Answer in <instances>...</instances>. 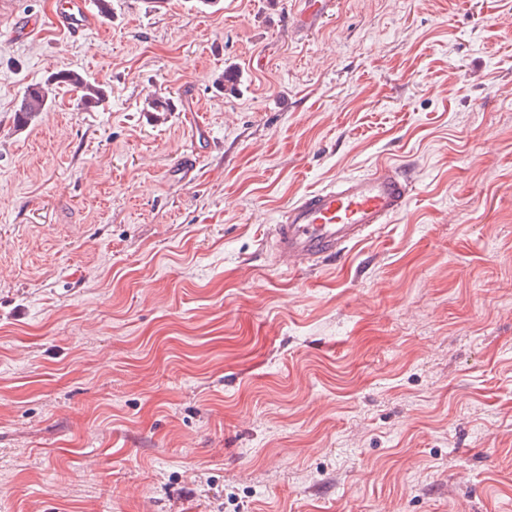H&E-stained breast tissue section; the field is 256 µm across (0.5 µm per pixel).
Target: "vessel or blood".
Instances as JSON below:
<instances>
[{
  "label": "vessel or blood",
  "instance_id": "obj_1",
  "mask_svg": "<svg viewBox=\"0 0 512 512\" xmlns=\"http://www.w3.org/2000/svg\"><path fill=\"white\" fill-rule=\"evenodd\" d=\"M84 0H59L57 22L69 37L84 36L91 28ZM191 148L171 167L173 175L191 179L199 154L211 149L213 139L204 124H193ZM408 177L390 165L372 172L338 179L336 184L303 194L291 203L282 224L272 233V247L288 269L317 258L333 257L367 230L388 223L408 202Z\"/></svg>",
  "mask_w": 512,
  "mask_h": 512
}]
</instances>
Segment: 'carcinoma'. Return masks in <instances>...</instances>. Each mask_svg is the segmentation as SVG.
I'll return each mask as SVG.
<instances>
[{
	"mask_svg": "<svg viewBox=\"0 0 512 512\" xmlns=\"http://www.w3.org/2000/svg\"><path fill=\"white\" fill-rule=\"evenodd\" d=\"M62 84L77 91L81 104L87 108L95 107L104 100L105 91L101 85L89 81L78 71H68L29 87L16 109L17 122L25 125L44 111L55 98V89Z\"/></svg>",
	"mask_w": 512,
	"mask_h": 512,
	"instance_id": "1",
	"label": "carcinoma"
}]
</instances>
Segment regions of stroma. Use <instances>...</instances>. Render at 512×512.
<instances>
[{"label": "stroma", "mask_w": 512, "mask_h": 512, "mask_svg": "<svg viewBox=\"0 0 512 512\" xmlns=\"http://www.w3.org/2000/svg\"><path fill=\"white\" fill-rule=\"evenodd\" d=\"M56 3L0 0V512H512V0ZM71 70L105 100L18 125ZM380 162L404 210L284 272ZM84 0H60L57 9V22L69 37L78 38L91 28V14L85 7ZM60 84L78 91L81 104L87 108L98 106L105 97L100 84L89 81L78 71H68L29 87L16 109L17 122L26 125L38 112H43L55 98V89ZM190 140V150L183 152L175 160L170 170L173 176L183 177L184 181L192 178L199 154L214 146L210 132L203 123L192 125ZM411 180L390 165L338 179L303 194L288 206L272 233L277 258L292 270L316 258L333 257L378 224L388 223L408 202Z\"/></svg>", "instance_id": "1"}]
</instances>
